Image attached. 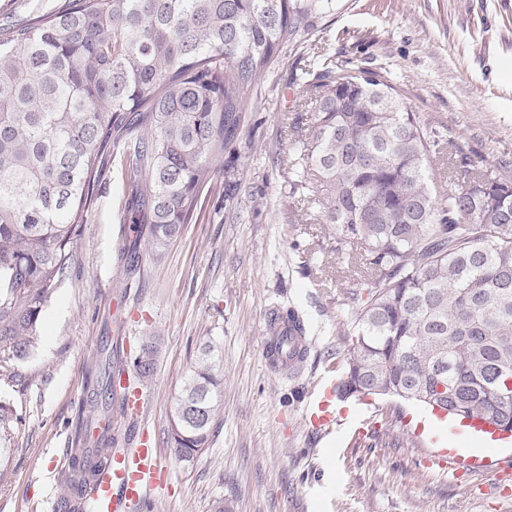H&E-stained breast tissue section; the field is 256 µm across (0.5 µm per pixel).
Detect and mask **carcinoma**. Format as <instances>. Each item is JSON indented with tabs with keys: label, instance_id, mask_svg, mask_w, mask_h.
<instances>
[{
	"label": "carcinoma",
	"instance_id": "cac0c4a2",
	"mask_svg": "<svg viewBox=\"0 0 512 512\" xmlns=\"http://www.w3.org/2000/svg\"><path fill=\"white\" fill-rule=\"evenodd\" d=\"M336 0H68L0 25V383L40 341L41 315L74 261L94 189L109 161L125 170V210L148 236L121 248L160 253L193 222L202 188L224 177V208L238 203V166L224 151L249 124L257 89L286 48L317 47ZM303 72L301 117L280 164L290 197L319 207L367 299L355 311L342 398L416 401L448 374V417L487 411L512 430V399L488 405L512 377V165L487 164L408 111L383 66L343 68L321 55ZM448 169L438 186L430 168ZM346 244L348 254L341 252ZM154 342L104 349L86 423L125 415L121 377L154 373ZM363 384L365 390L356 386ZM224 377L201 345L173 399L168 442L190 461L207 448ZM199 402L206 420L178 414ZM20 416L0 399V442ZM100 448H69L60 497L83 512L108 470Z\"/></svg>",
	"mask_w": 512,
	"mask_h": 512
}]
</instances>
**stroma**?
<instances>
[{"mask_svg": "<svg viewBox=\"0 0 512 512\" xmlns=\"http://www.w3.org/2000/svg\"><path fill=\"white\" fill-rule=\"evenodd\" d=\"M337 62L386 66L406 107L486 162L512 161V0H337L323 20ZM312 56L284 50L265 78L250 134L230 145L240 160L235 211L224 180L199 196L197 217L161 255L137 267L118 256L132 224L125 173L108 164L81 228L75 261L41 317L38 348L0 388L23 418L0 475V512H60L67 449L95 448L81 407L93 397L100 351L118 333L156 337L157 366L144 389L145 422L113 416L137 439L148 424L168 469L154 512H512V481L496 471L452 474L443 446L462 433L425 432L426 410L390 397L336 401L338 423L320 435L303 408L332 379L351 344L345 334L360 288L346 264L322 269L321 225L294 224L277 158L291 147L298 79ZM301 310L310 344L296 371H272L265 326L278 305ZM212 341L224 373L212 441L192 461L167 443L174 396L199 346Z\"/></svg>", "mask_w": 512, "mask_h": 512, "instance_id": "stroma-1", "label": "stroma"}]
</instances>
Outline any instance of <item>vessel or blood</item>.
<instances>
[{
	"instance_id": "b4317fda",
	"label": "vessel or blood",
	"mask_w": 512,
	"mask_h": 512,
	"mask_svg": "<svg viewBox=\"0 0 512 512\" xmlns=\"http://www.w3.org/2000/svg\"><path fill=\"white\" fill-rule=\"evenodd\" d=\"M287 343L289 349L307 352L306 337L286 335L282 325L269 320L265 349L273 353L280 343ZM335 393L333 386H326L319 397L309 401L304 409L306 421L315 429L331 432L336 418L332 411ZM160 451L148 434H141L133 448L114 456L110 469L105 473L92 494L95 512H120L127 505L147 501L153 491L164 481ZM448 465L458 472L474 469H491L490 456L480 455L465 449L452 448L448 451Z\"/></svg>"
}]
</instances>
